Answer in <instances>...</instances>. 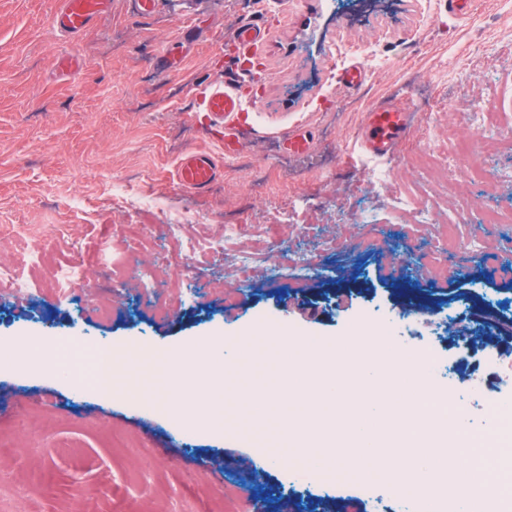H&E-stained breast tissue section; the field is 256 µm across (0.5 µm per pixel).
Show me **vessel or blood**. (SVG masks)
I'll list each match as a JSON object with an SVG mask.
<instances>
[{
  "mask_svg": "<svg viewBox=\"0 0 512 512\" xmlns=\"http://www.w3.org/2000/svg\"><path fill=\"white\" fill-rule=\"evenodd\" d=\"M111 5L112 0H57L54 26L66 36H79L107 14ZM231 39L241 51V68H248L261 41L259 25H241ZM198 107L210 122L223 128L224 152L233 154L238 145V125L243 111L236 81L227 78L211 84L201 96ZM409 124L410 114L401 104L387 103L369 109L361 127L363 149L381 157L393 154ZM220 173L215 158L202 152L187 153L177 167L179 184L193 190L206 188Z\"/></svg>",
  "mask_w": 512,
  "mask_h": 512,
  "instance_id": "obj_1",
  "label": "vessel or blood"
}]
</instances>
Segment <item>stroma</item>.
I'll return each mask as SVG.
<instances>
[{
    "instance_id": "obj_1",
    "label": "stroma",
    "mask_w": 512,
    "mask_h": 512,
    "mask_svg": "<svg viewBox=\"0 0 512 512\" xmlns=\"http://www.w3.org/2000/svg\"><path fill=\"white\" fill-rule=\"evenodd\" d=\"M54 0H0V261L19 238L45 261L23 296L0 291V337L50 345L55 361L37 371L0 361V512H253L255 490L279 512H391L379 486L296 479L292 464L266 467L272 448L240 408L214 432L190 427L178 400L159 404L134 379L123 392L93 389L73 364L87 343L103 360L148 344L229 341L274 328L336 346L362 316L376 335L412 342L432 356V381L487 420L468 392L460 359L481 373L482 319L512 336L511 224H486L488 209L512 208V0H479L452 14L445 0H159L147 17L127 0L79 38L52 24ZM261 18L263 45L242 93L248 121L239 149L225 155L218 128L196 117V95L222 80L241 21ZM79 57L68 75L58 56ZM176 56L173 68L161 62ZM361 64L366 82L346 88L342 70ZM411 73L412 83L397 81ZM406 102L413 124L396 152L363 151L365 113ZM483 113L486 136L471 151L487 177L469 184L443 162L465 133L464 113ZM313 139L290 151L288 134ZM441 169L424 181L426 130ZM213 154L220 177L201 193L176 179L191 150ZM262 157L258 169L247 160ZM430 217L419 223L417 211ZM448 213L461 240L447 244L432 221ZM184 227L174 239L170 225ZM228 224L244 240L265 237L277 266L240 271L211 241ZM130 263L120 280L101 275L59 295L54 265ZM110 300L104 318L91 295ZM422 301L426 316L411 314ZM142 395L140 408L126 404ZM36 420L32 441L14 432ZM128 435L112 447L109 431ZM67 444L64 453L56 452Z\"/></svg>"
}]
</instances>
